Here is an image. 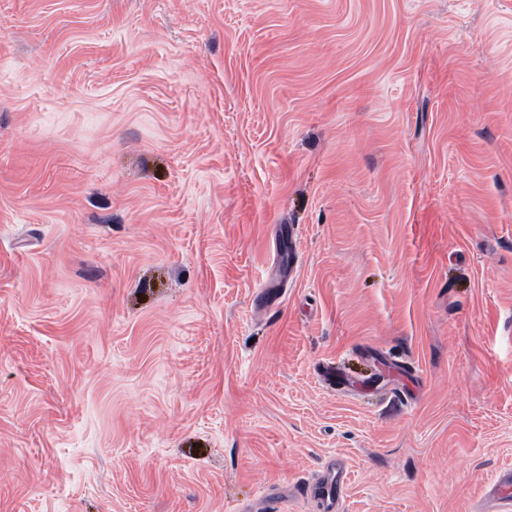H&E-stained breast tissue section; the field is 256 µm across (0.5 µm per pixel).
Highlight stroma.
I'll use <instances>...</instances> for the list:
<instances>
[{
	"label": "stroma",
	"mask_w": 512,
	"mask_h": 512,
	"mask_svg": "<svg viewBox=\"0 0 512 512\" xmlns=\"http://www.w3.org/2000/svg\"><path fill=\"white\" fill-rule=\"evenodd\" d=\"M502 512L512 0H0V512ZM345 491V479L342 471L333 467L327 468L326 475L313 483L304 486L305 495L317 499L323 512H339L340 501Z\"/></svg>",
	"instance_id": "obj_1"
}]
</instances>
